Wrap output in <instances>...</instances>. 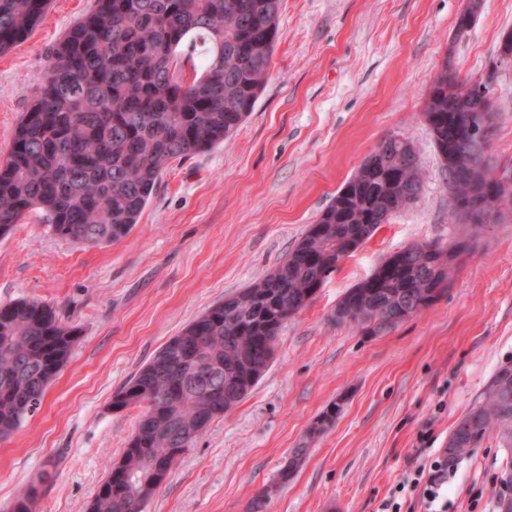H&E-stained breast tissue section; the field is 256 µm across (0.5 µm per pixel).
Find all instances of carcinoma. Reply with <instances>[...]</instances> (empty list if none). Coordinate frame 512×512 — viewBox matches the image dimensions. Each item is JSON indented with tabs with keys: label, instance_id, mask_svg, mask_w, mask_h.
<instances>
[{
	"label": "carcinoma",
	"instance_id": "cac0c4a2",
	"mask_svg": "<svg viewBox=\"0 0 512 512\" xmlns=\"http://www.w3.org/2000/svg\"><path fill=\"white\" fill-rule=\"evenodd\" d=\"M50 0H0V54L24 40ZM281 0H97L73 25L38 77L9 152L0 159V238L37 211L54 235L90 246L125 238L169 163L224 143L254 111L271 73ZM192 76L184 64L192 56ZM477 81L448 63L423 110L441 159L459 155L452 219L467 222L472 183L491 174L472 161L457 124L476 109ZM414 145L383 138L316 223L278 266L227 296L168 340L112 399L139 411L121 459L88 512H144L198 431L237 406L266 372L279 332L311 302L339 260L351 256L422 191ZM450 249L474 252L483 224ZM448 249V250H450ZM448 250L412 244L385 258L348 289L330 318L377 336L437 302L451 286ZM78 341L47 305L20 299L0 306V441L40 408ZM444 448L453 469L487 437L512 455V364L461 417ZM307 453L291 450L278 481L288 482ZM45 471L6 512H31Z\"/></svg>",
	"mask_w": 512,
	"mask_h": 512
}]
</instances>
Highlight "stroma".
<instances>
[{
	"instance_id": "35a3bbf8",
	"label": "stroma",
	"mask_w": 512,
	"mask_h": 512,
	"mask_svg": "<svg viewBox=\"0 0 512 512\" xmlns=\"http://www.w3.org/2000/svg\"><path fill=\"white\" fill-rule=\"evenodd\" d=\"M467 0H282L271 78L224 145L171 162L121 241L88 247L38 214L0 238V306H52L80 340L38 412L0 441V512L55 480L39 512H85L136 429L112 398L172 336L279 264L386 136L416 146L420 197L381 225L282 329L274 360L232 412L178 460L145 512H424L403 482L439 455L457 420L512 363V212L464 257L447 294L395 329L362 335L329 314L382 258L414 242L466 234L421 112L444 58L460 76L493 74L490 153L512 164V0H482L454 38ZM94 0H52L33 33L0 55V155L29 107L46 58ZM333 425L314 426L331 404ZM307 454L288 483L292 448ZM506 456L495 438L448 476V512H498Z\"/></svg>"
}]
</instances>
